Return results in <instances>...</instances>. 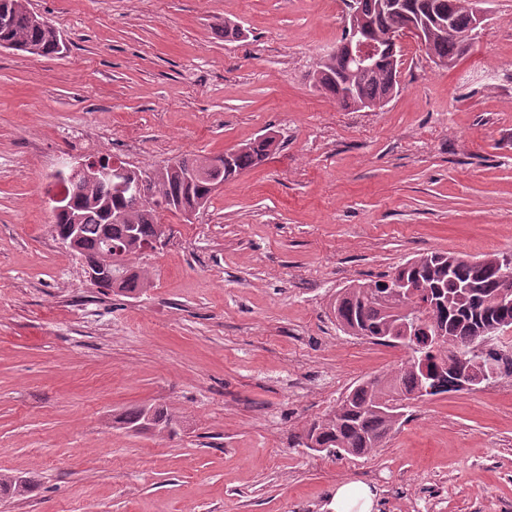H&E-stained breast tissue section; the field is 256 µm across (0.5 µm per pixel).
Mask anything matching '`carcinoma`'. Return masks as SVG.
<instances>
[{
	"label": "carcinoma",
	"instance_id": "1",
	"mask_svg": "<svg viewBox=\"0 0 512 512\" xmlns=\"http://www.w3.org/2000/svg\"><path fill=\"white\" fill-rule=\"evenodd\" d=\"M353 20L363 25L362 34L377 40L391 31H401L412 20L429 28L427 53L451 65L476 38L472 27L474 14L471 0H349ZM9 15L10 23L0 28V42L12 49L49 57L59 55L64 43L50 25L32 15L27 0H0V12ZM399 62L383 55L374 68L363 71L342 52L328 56L313 74L317 88L331 94L345 108L361 109L383 106L398 89ZM278 147L275 138L262 136L241 145L229 161L214 158H183L176 166L165 165L150 174L136 168L135 175H146L138 194L119 192L104 181L64 183L66 208L54 211V230L61 236L69 225H78L75 252L87 264H96L111 246L123 250L118 262L126 273L112 290L133 293L144 286L142 271L129 263V257L153 244L161 234L158 213L172 206L187 207L200 200L209 201L214 186L235 178L243 171L267 159ZM503 254H486L473 264L448 261L457 259L449 253H430L407 260L395 274L418 278L427 295L399 301L392 292L393 281L351 284L339 291L333 313L339 328L346 334L362 336L378 343L394 345L402 318L394 310L404 308L410 316L420 318L421 301L436 303L432 318L446 327L447 337L424 349L428 368L435 373L436 390L432 395L455 391L454 373L461 367L476 377L487 372L489 362L497 365V378L512 377V344L488 347L482 355H472L468 347L481 340L479 329L488 325L512 327V305L500 300L512 291V271L500 264ZM424 380L420 367L408 360L397 373L361 381L336 409L313 423L304 439L310 449H333L339 453L363 455L379 447L395 427L386 404L406 398ZM120 427L138 433H162L171 429L167 412L153 406H140L117 418Z\"/></svg>",
	"mask_w": 512,
	"mask_h": 512
}]
</instances>
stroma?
Instances as JSON below:
<instances>
[{"label":"stroma","mask_w":512,"mask_h":512,"mask_svg":"<svg viewBox=\"0 0 512 512\" xmlns=\"http://www.w3.org/2000/svg\"><path fill=\"white\" fill-rule=\"evenodd\" d=\"M67 45L0 49V512H326L342 482L379 512H512V378L411 401L372 452L301 437L409 352L338 329L350 284L417 255L512 252V0H487L441 67L412 36L397 93L343 108L311 73L345 0H28ZM244 31L224 38L225 21ZM146 286L97 287L53 232V175L117 156L154 170L263 134ZM160 406L173 434L115 428Z\"/></svg>","instance_id":"obj_1"}]
</instances>
